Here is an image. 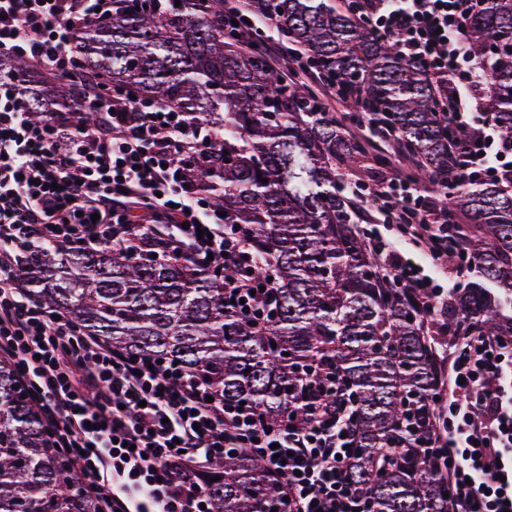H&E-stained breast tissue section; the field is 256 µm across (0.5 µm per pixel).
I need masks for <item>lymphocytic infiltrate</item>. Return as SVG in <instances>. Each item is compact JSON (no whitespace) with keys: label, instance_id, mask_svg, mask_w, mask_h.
Wrapping results in <instances>:
<instances>
[{"label":"lymphocytic infiltrate","instance_id":"f902f5d3","mask_svg":"<svg viewBox=\"0 0 512 512\" xmlns=\"http://www.w3.org/2000/svg\"><path fill=\"white\" fill-rule=\"evenodd\" d=\"M487 0H348L347 8L437 86L444 112L462 136L453 143L452 183L481 174L512 180V140L491 120H475L487 95L470 55L467 18ZM112 14V0H0V60L25 57L40 81L83 75L79 110L33 120L10 71H0V361L9 362L39 408L51 444L63 449L103 512H204L201 472L243 448L264 460L287 512H367L346 462L357 443L348 393L311 400L302 415L270 426L226 406L215 387L173 361L134 356L86 333L67 313L29 296L18 258L38 244L68 242L84 251L160 242L174 260L218 273L224 297L266 321L269 280L255 277L257 256L244 230L204 195L201 183L224 135L159 99L83 74L73 51L78 31ZM236 20L238 45L262 48L283 78H297L298 51L260 27ZM366 203L396 224L401 240L439 264L468 262L461 218L404 181L369 188ZM205 238H198V230ZM368 245L396 286L436 315L443 292L420 265L380 236ZM443 400L423 452L443 459L448 512H512V336L480 331L457 337L440 384Z\"/></svg>","mask_w":512,"mask_h":512}]
</instances>
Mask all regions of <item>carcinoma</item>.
<instances>
[{
    "label": "carcinoma",
    "instance_id": "1",
    "mask_svg": "<svg viewBox=\"0 0 512 512\" xmlns=\"http://www.w3.org/2000/svg\"><path fill=\"white\" fill-rule=\"evenodd\" d=\"M248 8L275 16L308 66L347 102L384 113L423 177L448 175L459 132L445 123L426 71L400 54L395 39L374 35L336 0H248ZM226 35L224 0L140 10L134 0H112V21L81 32L79 53L89 72L224 129V162L205 185L249 230L263 257L256 274L275 283L266 328L224 307L220 279L145 246L89 254L69 243L37 245L20 260L28 290L114 347L184 364L225 404L243 401L273 425L316 392L350 393L359 445L347 475L370 512H448L439 462L419 451L433 427L444 343L425 332L427 316L410 291L383 279L357 206L338 190L346 171L385 157L298 83H285L262 52L239 51ZM467 38L489 65L493 122L512 140V0H490L472 14ZM25 94L40 120L78 89L68 80L49 95L36 85ZM448 200L468 217L474 269L441 312L445 334L478 327L512 336V183L456 190L450 182ZM204 484L208 512H284L265 463L247 449L214 460ZM0 512H101L50 446L39 409L5 362Z\"/></svg>",
    "mask_w": 512,
    "mask_h": 512
}]
</instances>
